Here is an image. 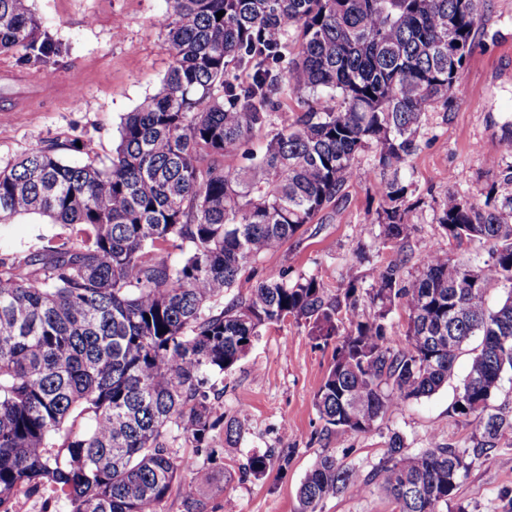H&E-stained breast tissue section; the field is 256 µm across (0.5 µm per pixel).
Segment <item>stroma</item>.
Here are the masks:
<instances>
[{"label":"stroma","instance_id":"1","mask_svg":"<svg viewBox=\"0 0 512 512\" xmlns=\"http://www.w3.org/2000/svg\"><path fill=\"white\" fill-rule=\"evenodd\" d=\"M30 5L56 52L29 61L0 55V69L37 75L49 93L30 111L12 112L9 104L29 89L0 82V167L51 144L71 165L109 162L122 118L160 90L169 69L167 0H30ZM75 141L83 150H71ZM419 141L412 179L423 202L410 216L403 249L375 246L382 233L373 222L379 198L370 177L374 157L365 152L358 157L357 177L306 232L262 258L256 274L284 268L294 277L313 275L332 294L350 272L359 276L362 288L371 287L376 268L401 253L410 258L408 271H415L434 242L454 254L486 259L478 244H459L441 233L437 203L451 191L482 198L493 184L499 194L512 192L499 176L512 162V0H487L459 75L458 97L449 110L426 112ZM66 233L64 225L39 216L0 224V255L23 254ZM332 352V346L316 345L304 326L289 321L264 329L233 369L217 379L222 395L213 402L215 412L235 421L237 432L215 442L224 459L226 491L209 501L208 512H294L297 487L322 452L343 454L368 473L385 459L396 432L414 450L436 441L469 444L475 424L452 411L469 352L456 359L447 386L388 412L359 434L326 430L314 405ZM269 449L287 455L286 467L258 479L244 474L249 457ZM506 454V446H499L468 472L449 512L461 505L467 512H493L498 495L512 490Z\"/></svg>","mask_w":512,"mask_h":512}]
</instances>
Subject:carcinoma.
I'll use <instances>...</instances> for the list:
<instances>
[{"label":"carcinoma","mask_w":512,"mask_h":512,"mask_svg":"<svg viewBox=\"0 0 512 512\" xmlns=\"http://www.w3.org/2000/svg\"><path fill=\"white\" fill-rule=\"evenodd\" d=\"M486 2L168 0L171 66L161 91L124 118L109 164H67L53 145L0 168V224L35 214L71 227L0 257V512H15L22 487L51 489L66 512H159L186 445L196 494L184 512H207L224 495L209 379L288 319L325 345L342 337L314 404L326 429L357 434L435 394L480 339L453 405L477 422L472 445L412 450L395 432L368 474L326 450L296 512L372 485L399 512H442L460 478L512 441V410L491 407L512 372V194L492 187L482 201L450 193L438 204L448 239L486 247L481 263L432 245L415 272L390 262L371 288L352 274L333 297L314 275H245L313 222L366 150L381 244L403 243L422 203L405 175L422 116L456 99L467 56L450 45L471 46ZM40 26L26 0H0V53L49 54ZM233 67L248 79L229 77ZM288 98L300 111L285 122L277 109ZM229 154L241 164L225 165ZM492 286L506 290L495 308ZM234 288L245 292L213 309ZM363 296L374 308L366 320ZM394 310L407 314L399 343ZM275 461L268 450L247 467L258 477Z\"/></svg>","instance_id":"cac0c4a2"}]
</instances>
